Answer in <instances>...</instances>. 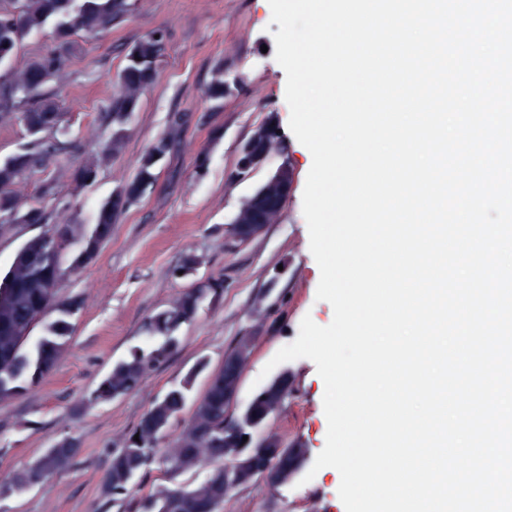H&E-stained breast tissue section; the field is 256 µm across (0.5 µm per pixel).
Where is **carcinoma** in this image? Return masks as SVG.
<instances>
[{
  "instance_id": "carcinoma-1",
  "label": "carcinoma",
  "mask_w": 512,
  "mask_h": 512,
  "mask_svg": "<svg viewBox=\"0 0 512 512\" xmlns=\"http://www.w3.org/2000/svg\"><path fill=\"white\" fill-rule=\"evenodd\" d=\"M130 10L129 0H0V118L16 117L29 137L21 151L0 159L1 232L16 224L47 223L44 207L24 205L15 187L72 148L57 136L61 115L52 100L50 84L68 65L73 37L81 31L103 30ZM47 29L58 46L40 53L23 70L14 71L13 62L21 43ZM163 44L164 32L155 30L129 49L106 112L112 132L99 152L72 172L76 186L94 181L100 168L125 149L130 120L139 111L141 94L155 80ZM277 139L275 126L267 121L250 135L247 144L254 154L264 155L275 148ZM171 148L172 139L165 137L146 151L134 178L99 202L93 224L86 226L73 217L65 224L54 225L50 237L43 233L28 239L8 271L0 275V401L51 372L70 335V318L80 309V303L60 298L55 269L61 267L67 255L71 271L96 260L112 236V224L156 181L155 155L166 156ZM290 178L286 169L280 181L262 183L240 207L236 223H259L280 203L281 184ZM223 292L224 277L220 276L181 292L166 304L145 326L147 345L133 348L113 364L90 393L89 402H110L139 390L150 373L170 358L180 329L196 320L206 300L217 299ZM48 313L55 314V318L45 334L26 347L35 323ZM251 347L252 337L245 334L238 338L229 356L244 364ZM208 366L206 360H200L165 396L154 400L122 448L112 453L102 481L105 503L125 494L132 481L156 460L169 473L179 475L197 469L207 459L214 463V476L187 487L160 489L134 503V512H208L213 502L224 500L226 455L233 458L236 486L253 484L250 459L257 452L254 444L270 433L269 420L288 394L291 376L280 372L247 405L226 418L224 368L210 371ZM205 370L209 371L207 386L195 403L191 422L174 435L161 455H156L159 435L183 410L195 377ZM286 450L289 461L282 462L278 455L269 459L283 485L298 476L307 459V449L300 443L289 444ZM78 453L74 440L58 441L10 481L0 483V497L40 485L50 476L70 469Z\"/></svg>"
}]
</instances>
